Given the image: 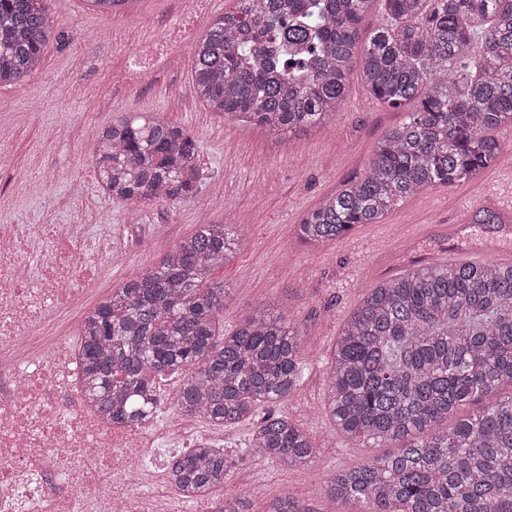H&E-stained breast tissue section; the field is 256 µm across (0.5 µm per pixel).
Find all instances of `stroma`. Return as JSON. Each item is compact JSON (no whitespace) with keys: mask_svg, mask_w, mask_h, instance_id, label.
Segmentation results:
<instances>
[{"mask_svg":"<svg viewBox=\"0 0 512 512\" xmlns=\"http://www.w3.org/2000/svg\"><path fill=\"white\" fill-rule=\"evenodd\" d=\"M47 6L59 39L47 44L40 67L21 84L0 86V133L7 138L0 145V225L76 224L84 208L101 205L107 223L90 225L88 237L107 227L122 243L120 260L55 321L52 335H78L86 312L122 285L132 268L157 263L198 225L232 219L243 246L212 273L228 290L220 321L232 332L243 311L257 303L291 313L303 343L304 376L299 390L271 410L310 436L317 458L310 466L287 469L248 452L252 422L226 428L224 451L236 466L218 494L247 499L254 512H262L285 491L305 512H336L323 494L332 471L386 454L343 436L323 410L327 360L336 338L376 282L417 261H449L452 246L430 233V225L466 219L474 240L488 238L482 201L486 186L503 180L504 166H491L468 182L423 190L381 223L309 246L298 237L302 219L365 174L377 142L406 118V109L380 103L356 75L336 118L277 134L203 106L192 80L193 45L138 84L121 81L129 56L112 43L111 29L164 40L181 0H129L108 16L88 10L84 0H48ZM130 113L166 118L199 140L203 176L190 199L141 206L101 200L90 164L95 144L92 137H81L80 129L105 127ZM59 170L69 172L71 181L56 180ZM75 180L87 185L82 207L70 197Z\"/></svg>","mask_w":512,"mask_h":512,"instance_id":"1","label":"stroma"}]
</instances>
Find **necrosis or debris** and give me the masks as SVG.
I'll return each mask as SVG.
<instances>
[{
    "mask_svg": "<svg viewBox=\"0 0 512 512\" xmlns=\"http://www.w3.org/2000/svg\"><path fill=\"white\" fill-rule=\"evenodd\" d=\"M199 3L187 0L181 25L165 40L142 44L115 32V41L135 49L131 81L174 53ZM36 243L45 259L29 279L21 265ZM98 251L111 253V234L92 248L79 224L0 225V512H190L192 501L219 512V501L176 493L169 473H156L166 432L149 422L111 423L83 404L79 357L67 339L33 347L79 289L95 283Z\"/></svg>",
    "mask_w": 512,
    "mask_h": 512,
    "instance_id": "necrosis-or-debris-1",
    "label": "necrosis or debris"
}]
</instances>
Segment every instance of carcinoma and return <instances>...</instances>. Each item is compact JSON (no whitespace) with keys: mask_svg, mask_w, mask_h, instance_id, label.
<instances>
[{"mask_svg":"<svg viewBox=\"0 0 512 512\" xmlns=\"http://www.w3.org/2000/svg\"><path fill=\"white\" fill-rule=\"evenodd\" d=\"M47 0H0V86L40 64L52 34ZM236 0L196 43L193 82L211 112L273 132L343 111L354 64L382 104L411 112L377 143L366 174L298 226L312 246L379 224L430 186L477 177L503 156L491 135L512 124V0ZM94 171L110 200L180 201L200 186L198 141L156 117L94 131ZM228 224H201L161 260L133 270L83 318V399L137 424L160 405L156 377L179 376L173 408L232 427L300 387L301 338L285 311H243L220 327L227 288L211 278L242 247ZM512 386V265L414 266L369 289L345 322L329 366L325 412L345 436L398 452L331 474L333 502L359 512H512V395L448 425L461 407ZM250 454L308 466L309 436L272 412ZM235 462L201 445L174 458L182 490L224 487ZM264 512H304L284 492Z\"/></svg>","mask_w":512,"mask_h":512,"instance_id":"1","label":"carcinoma"}]
</instances>
